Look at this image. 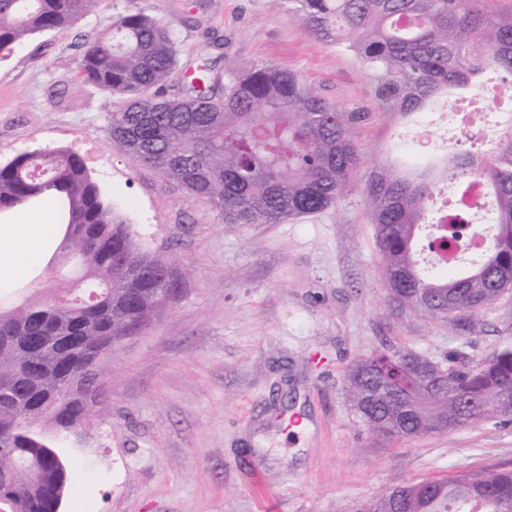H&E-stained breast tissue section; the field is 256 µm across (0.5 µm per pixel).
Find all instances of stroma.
<instances>
[{"mask_svg":"<svg viewBox=\"0 0 512 512\" xmlns=\"http://www.w3.org/2000/svg\"><path fill=\"white\" fill-rule=\"evenodd\" d=\"M138 11L181 49L170 90L207 64H284L353 113L359 182L315 215L228 224L119 152L107 114L122 100L85 85L78 67L87 36ZM419 126L436 154L459 136L439 108L393 122L359 60L295 19L288 0H93L74 24L0 59V163L37 147H92L91 174L180 279L176 299L105 366V417L65 443L72 478L60 512H352L393 485L512 463V422L387 439L345 397L348 369L376 350L475 360L512 343V300L466 340L388 298L361 181L379 147L408 156Z\"/></svg>","mask_w":512,"mask_h":512,"instance_id":"stroma-1","label":"stroma"}]
</instances>
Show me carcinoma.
<instances>
[{"label": "carcinoma", "mask_w": 512, "mask_h": 512, "mask_svg": "<svg viewBox=\"0 0 512 512\" xmlns=\"http://www.w3.org/2000/svg\"><path fill=\"white\" fill-rule=\"evenodd\" d=\"M93 0H0V58L34 35L65 28ZM291 15L352 52L372 80L380 109L398 120L450 101L484 72L512 95V13L483 0H289ZM112 37L86 42L79 65L91 88L125 99L107 130L123 152L224 214L226 224H279L320 213L353 184L360 150L352 115L322 97L297 71L260 64L221 79L203 66L175 95L179 63L169 29L142 12L110 22ZM493 196L486 247L455 271L423 258L465 228L467 214L430 215L437 185L457 197L469 179ZM380 271L397 306L467 337L479 318L512 299V125L479 154L447 147L439 162L403 170L380 160L363 188ZM51 201L64 227L47 266L76 260V279L21 303L0 305V492L23 487L19 512H56L69 482L60 452L67 431L104 413L102 401L61 395L103 366L167 298L169 263L141 249L112 209L84 157L41 147L0 165V219ZM409 349L374 351L346 379L358 420L387 438L442 434L512 417V346L471 364L455 356L429 378L414 374ZM355 512H512V468L458 471L393 486Z\"/></svg>", "instance_id": "obj_1"}]
</instances>
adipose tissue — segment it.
<instances>
[{
    "label": "adipose tissue",
    "mask_w": 512,
    "mask_h": 512,
    "mask_svg": "<svg viewBox=\"0 0 512 512\" xmlns=\"http://www.w3.org/2000/svg\"><path fill=\"white\" fill-rule=\"evenodd\" d=\"M61 238L62 227L48 208L23 211L12 222L0 224V284L29 279Z\"/></svg>",
    "instance_id": "ef3b65f1"
}]
</instances>
